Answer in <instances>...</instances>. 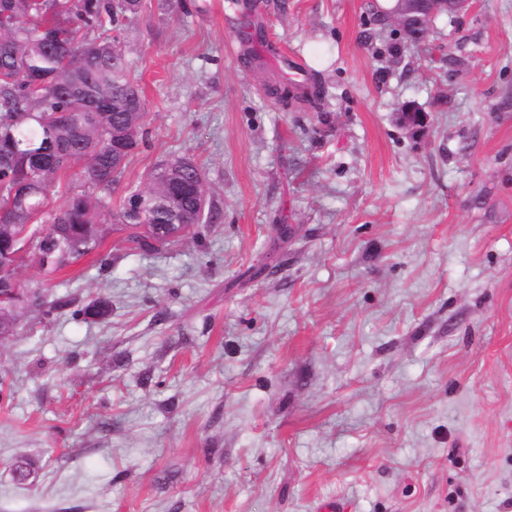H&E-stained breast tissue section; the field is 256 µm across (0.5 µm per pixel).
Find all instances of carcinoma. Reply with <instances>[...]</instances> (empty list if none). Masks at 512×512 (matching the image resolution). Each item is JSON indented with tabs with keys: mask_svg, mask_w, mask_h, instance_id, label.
I'll list each match as a JSON object with an SVG mask.
<instances>
[{
	"mask_svg": "<svg viewBox=\"0 0 512 512\" xmlns=\"http://www.w3.org/2000/svg\"><path fill=\"white\" fill-rule=\"evenodd\" d=\"M140 0H0V153L15 156L12 166L0 168L1 266L23 260L20 251L53 250V272L98 249L104 230L98 227L102 198L117 184L125 166H112L108 148L112 130L123 127L140 113L145 100L137 78L118 43L116 32L134 17ZM96 30L86 38L81 30ZM49 77L39 89L31 76ZM70 114L65 126L51 117ZM81 164L79 175L86 189L73 192L48 209L49 192L61 173ZM177 170L161 167L144 193L163 203L139 216L128 206L118 215L122 224H213L218 212L201 204L204 191L201 168L190 158L176 161ZM15 287L33 295L32 304L18 302L0 312V327L15 330L20 310L41 315L66 306L47 301L41 284L16 282ZM112 306L97 298L80 313L102 321Z\"/></svg>",
	"mask_w": 512,
	"mask_h": 512,
	"instance_id": "obj_1",
	"label": "carcinoma"
}]
</instances>
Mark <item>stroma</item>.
I'll use <instances>...</instances> for the list:
<instances>
[{
  "label": "stroma",
  "instance_id": "stroma-1",
  "mask_svg": "<svg viewBox=\"0 0 512 512\" xmlns=\"http://www.w3.org/2000/svg\"><path fill=\"white\" fill-rule=\"evenodd\" d=\"M373 2L140 0L102 245L19 269L68 305L0 340V512H512V0L415 45ZM178 157L219 218L136 249L115 216Z\"/></svg>",
  "mask_w": 512,
  "mask_h": 512
}]
</instances>
